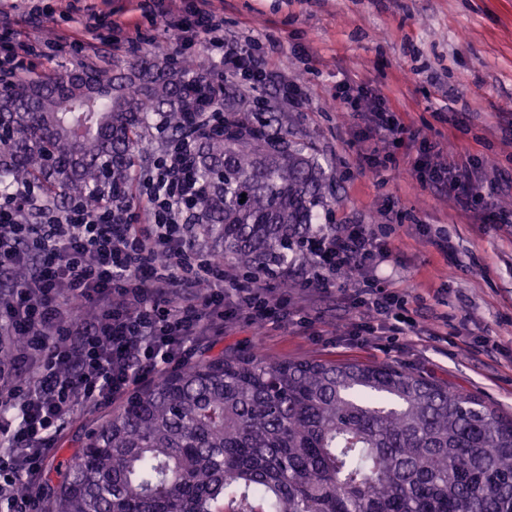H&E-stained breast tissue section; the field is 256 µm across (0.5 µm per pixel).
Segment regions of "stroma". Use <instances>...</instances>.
I'll use <instances>...</instances> for the list:
<instances>
[{
    "mask_svg": "<svg viewBox=\"0 0 512 512\" xmlns=\"http://www.w3.org/2000/svg\"><path fill=\"white\" fill-rule=\"evenodd\" d=\"M136 0H111L147 34L136 51L113 53L124 65L148 53L167 62L173 46L160 15L143 17ZM224 31L265 51L298 83L301 105L273 88L252 90L228 77L249 106L277 113L293 141L307 146L326 173L323 224H388L392 287L406 289L417 336L348 335L355 319L335 292L294 295V316L256 334L241 321L211 337L215 349L276 358L391 363L480 396L512 415V224L481 230L443 193L401 167L374 174L357 155L360 131L333 99L342 76L354 92L379 95L405 125L451 140L487 175L512 176V0H224ZM449 249L430 244L435 232Z\"/></svg>",
    "mask_w": 512,
    "mask_h": 512,
    "instance_id": "obj_1",
    "label": "stroma"
}]
</instances>
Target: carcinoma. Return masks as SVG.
I'll list each match as a JSON object with an SVG mask.
<instances>
[{
  "instance_id": "carcinoma-1",
  "label": "carcinoma",
  "mask_w": 512,
  "mask_h": 512,
  "mask_svg": "<svg viewBox=\"0 0 512 512\" xmlns=\"http://www.w3.org/2000/svg\"><path fill=\"white\" fill-rule=\"evenodd\" d=\"M211 78L196 58L89 61L0 87V184L59 204L130 196L161 144L191 136L200 233L244 271L306 257L323 173L235 96L190 130ZM244 203H239L240 199ZM56 477L17 484L41 512H512V417L390 364L207 355L138 389Z\"/></svg>"
}]
</instances>
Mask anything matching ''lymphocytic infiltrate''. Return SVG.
Listing matches in <instances>:
<instances>
[{
	"instance_id": "obj_1",
	"label": "lymphocytic infiltrate",
	"mask_w": 512,
	"mask_h": 512,
	"mask_svg": "<svg viewBox=\"0 0 512 512\" xmlns=\"http://www.w3.org/2000/svg\"><path fill=\"white\" fill-rule=\"evenodd\" d=\"M141 13H160L177 64L185 51L203 56L215 89L225 76H241L253 88L297 90L266 59L224 40V17L212 0H139ZM55 12V0L41 6H13L0 0V85L14 81L44 53L40 42L22 38L19 18L39 20ZM78 40L61 35L58 44L78 53L101 45L132 50L144 39L140 24L113 18L86 5ZM336 105L349 112L364 137L363 167L375 173L395 159L407 129L372 95L351 97L336 86ZM423 159L411 174L448 195L462 214L474 212L480 196L475 165L449 157L439 141L422 138ZM191 144L158 152L138 175L134 199L103 198L97 206L75 201L61 206L24 185L0 191V505H14L16 482L34 478L45 466L59 428L78 409L95 408L127 396L150 378L187 360L200 339L220 336L232 319L262 329L292 304L289 287L321 293L348 291L357 311L352 333L367 339L384 332L406 336L416 321L406 314V291L386 287L377 275L390 250L371 224H340L322 236L313 258L296 274L281 273L277 285L249 282L195 243L198 226L189 207L199 186L188 176ZM25 270L23 281L13 279ZM202 283L203 299L174 293L176 282Z\"/></svg>"
}]
</instances>
